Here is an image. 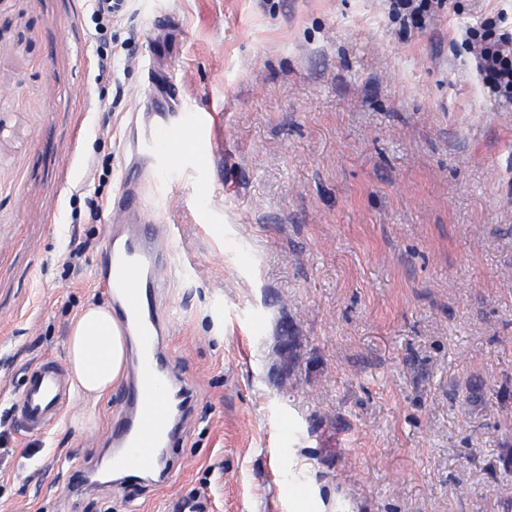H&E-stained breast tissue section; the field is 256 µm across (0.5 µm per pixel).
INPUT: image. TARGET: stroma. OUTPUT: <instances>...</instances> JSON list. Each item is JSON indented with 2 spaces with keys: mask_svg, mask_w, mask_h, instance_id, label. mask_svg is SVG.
Returning <instances> with one entry per match:
<instances>
[{
  "mask_svg": "<svg viewBox=\"0 0 512 512\" xmlns=\"http://www.w3.org/2000/svg\"><path fill=\"white\" fill-rule=\"evenodd\" d=\"M96 23L91 0H0V512H167L200 487L215 512H512V106L447 21L404 40L380 0H131ZM178 109L214 115L215 151L144 200L175 227L166 345L195 410L166 485L120 484V389L44 433L13 409L109 300L133 121Z\"/></svg>",
  "mask_w": 512,
  "mask_h": 512,
  "instance_id": "35a3bbf8",
  "label": "stroma"
}]
</instances>
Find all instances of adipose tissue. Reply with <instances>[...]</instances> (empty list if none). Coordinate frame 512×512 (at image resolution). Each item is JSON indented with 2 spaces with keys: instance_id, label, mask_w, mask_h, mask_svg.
Wrapping results in <instances>:
<instances>
[{
  "instance_id": "1",
  "label": "adipose tissue",
  "mask_w": 512,
  "mask_h": 512,
  "mask_svg": "<svg viewBox=\"0 0 512 512\" xmlns=\"http://www.w3.org/2000/svg\"><path fill=\"white\" fill-rule=\"evenodd\" d=\"M128 338L111 308L89 304L72 318L67 343L71 385L86 398L106 399L127 375Z\"/></svg>"
}]
</instances>
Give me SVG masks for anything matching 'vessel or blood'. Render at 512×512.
Here are the masks:
<instances>
[{
	"instance_id": "b4317fda",
	"label": "vessel or blood",
	"mask_w": 512,
	"mask_h": 512,
	"mask_svg": "<svg viewBox=\"0 0 512 512\" xmlns=\"http://www.w3.org/2000/svg\"><path fill=\"white\" fill-rule=\"evenodd\" d=\"M205 121L194 112L158 114L146 126L137 146L154 167L162 168L178 153L182 129L202 130ZM121 228L109 238L99 275L111 295L114 314L135 345L132 376L123 402L125 411L112 426V467L136 478L152 477L160 467V449L176 436L177 417L189 406L190 386L177 378L163 354L168 321L162 293L169 283V243L172 225L153 223L141 191L128 182L113 205ZM68 387L60 370L49 360L30 368L15 410L24 429L48 426L67 405ZM138 449L135 466H128L127 449Z\"/></svg>"
}]
</instances>
